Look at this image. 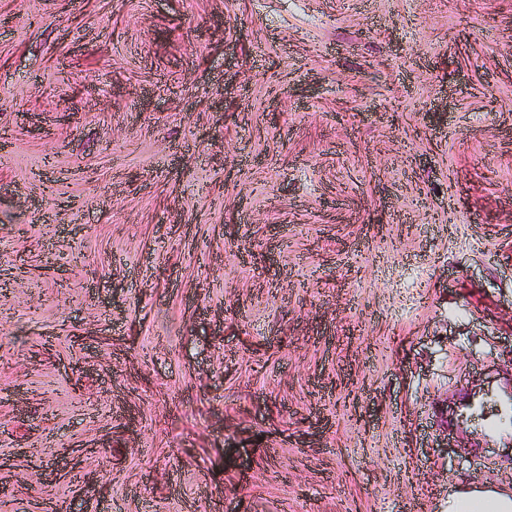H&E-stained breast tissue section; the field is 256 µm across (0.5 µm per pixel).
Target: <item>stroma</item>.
I'll use <instances>...</instances> for the list:
<instances>
[{"instance_id": "stroma-1", "label": "stroma", "mask_w": 512, "mask_h": 512, "mask_svg": "<svg viewBox=\"0 0 512 512\" xmlns=\"http://www.w3.org/2000/svg\"><path fill=\"white\" fill-rule=\"evenodd\" d=\"M512 0H0V512L512 489Z\"/></svg>"}]
</instances>
